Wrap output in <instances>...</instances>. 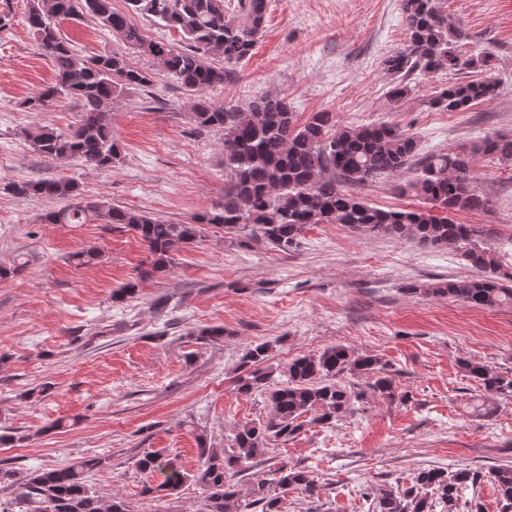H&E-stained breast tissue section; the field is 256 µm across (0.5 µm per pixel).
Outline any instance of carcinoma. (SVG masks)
<instances>
[{
  "instance_id": "1",
  "label": "carcinoma",
  "mask_w": 512,
  "mask_h": 512,
  "mask_svg": "<svg viewBox=\"0 0 512 512\" xmlns=\"http://www.w3.org/2000/svg\"><path fill=\"white\" fill-rule=\"evenodd\" d=\"M408 40L385 61L386 71L404 80L418 74L452 72L460 66L459 47L466 34L436 5V0H400ZM131 11L154 19L180 33L186 45L178 48L146 36L127 15L112 10V0H29L27 23L40 49L57 67L54 85L41 92L34 105L47 107L59 97L80 102L79 119L66 131L39 125L26 133L34 152L52 160L77 158L96 169H112L121 149L112 129L109 105L131 87H148L151 75L132 68L119 54L85 56L76 53L59 29L64 20L86 15L139 53L155 60L164 72L194 94L190 118L196 126L224 132V201L192 223H167L147 214L121 209L107 201H85L80 184L66 177H41L6 182L0 189L15 196L56 199L66 206L40 216L44 224H88L99 221L134 231L146 244L148 261L140 265L136 281L112 293L122 299L137 284L166 270L181 248L201 237V225L224 227L231 241H266L286 252L299 245L307 227L340 224L366 234L411 240L424 248L461 254L481 272L477 278L449 280L431 288H408L410 294L449 296L475 308L512 305V286L498 276L502 266L496 252L483 246L490 230L457 224L450 214L483 211L488 199L473 186V158L459 152L432 153L419 162L418 177L409 182L431 207L383 210L359 199L352 188L379 178L400 177L413 165L415 137L387 124L338 126L336 115L316 112L298 123L286 97L262 94L241 108L218 105L208 94L224 85L234 66L251 57L268 10V0H244V17L226 19L224 0H128ZM224 60V66L212 59ZM497 82L484 76L439 88L426 101L440 112H461L492 100ZM477 151L498 161H512V138L487 136ZM267 347L249 349V371L236 382L237 392L266 395L270 408L263 422L238 425L230 448H215L206 440L197 448L199 465L184 470L176 459L159 451L140 456L135 465L162 480L144 493L162 500L193 482L205 493L200 512H279L280 497L261 484L256 498L243 501L234 477L265 455L267 445L299 433L308 423L331 425L360 402L365 391L343 382L346 375L365 376L373 393L393 400L394 381L387 363L373 355L337 345L288 363L286 380L272 383L262 367ZM462 369L485 391L512 396V375L481 362L462 361ZM314 417L303 420L308 413ZM106 458L84 457L61 468H40L22 474L0 466V484L13 489L11 512H135L125 499H104L92 490L89 475ZM275 486L306 493L316 489L308 472L286 464L274 470ZM489 480L497 489L502 512H512V466L487 472L469 468L448 471L424 468L407 489L383 487L372 498V512H460L462 491Z\"/></svg>"
}]
</instances>
